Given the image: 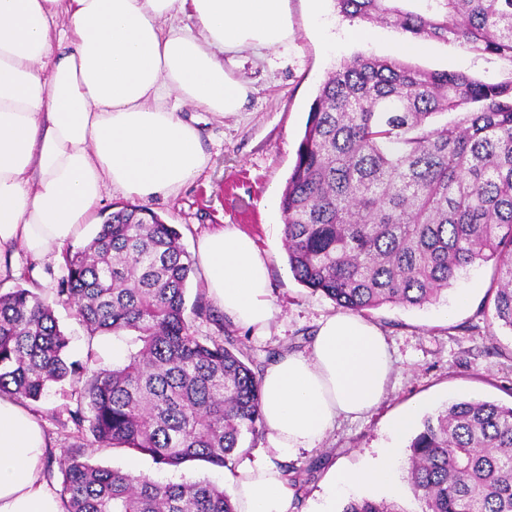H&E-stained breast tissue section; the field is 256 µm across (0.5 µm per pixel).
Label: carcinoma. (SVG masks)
I'll return each mask as SVG.
<instances>
[{
	"label": "carcinoma",
	"instance_id": "obj_1",
	"mask_svg": "<svg viewBox=\"0 0 512 512\" xmlns=\"http://www.w3.org/2000/svg\"><path fill=\"white\" fill-rule=\"evenodd\" d=\"M351 20L411 39L512 59V0H334ZM457 114L441 123L436 117ZM295 279L344 310L433 303L476 262H493V318L512 331V81L420 71L354 56L319 88L280 201ZM179 229L117 207L85 245L63 252L54 302L85 327L83 361L52 303L0 293V396L41 401L66 381L72 443L58 461L63 512H235L207 480L162 483L92 461L88 447L148 455L159 468L227 467L262 437L260 374L230 334L187 304L192 262ZM130 332L124 359L98 363L100 336ZM407 480L421 512H512V406L461 400L423 418ZM342 512H406L351 499Z\"/></svg>",
	"mask_w": 512,
	"mask_h": 512
}]
</instances>
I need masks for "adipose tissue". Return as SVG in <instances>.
<instances>
[{
  "mask_svg": "<svg viewBox=\"0 0 512 512\" xmlns=\"http://www.w3.org/2000/svg\"><path fill=\"white\" fill-rule=\"evenodd\" d=\"M293 34L288 0H0V280L16 277L17 250L59 259L105 192L148 200L193 183L209 157L183 107L239 112L251 87L232 61ZM196 259L233 322L269 326V266L250 236L204 234ZM392 368L379 328L350 313L321 320L308 353L272 363L261 382L268 447L227 476L237 512H293L275 458L371 413ZM49 446L38 414L0 396V512H63L43 473ZM394 454L331 475L332 491L390 484Z\"/></svg>",
  "mask_w": 512,
  "mask_h": 512,
  "instance_id": "obj_1",
  "label": "adipose tissue"
}]
</instances>
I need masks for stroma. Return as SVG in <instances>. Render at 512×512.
Returning <instances> with one entry per match:
<instances>
[{"label":"stroma","instance_id":"35a3bbf8","mask_svg":"<svg viewBox=\"0 0 512 512\" xmlns=\"http://www.w3.org/2000/svg\"><path fill=\"white\" fill-rule=\"evenodd\" d=\"M294 38L288 45L237 59L236 73L253 88L238 114L224 118L192 110L210 160L195 182L168 199L143 202V209L176 225L188 253L205 233L234 225L251 235L268 259L270 299L277 314L264 332L225 321L224 326L258 363L268 353L307 352L319 322L336 313L331 300L296 281L284 248L279 198L296 161L308 112L329 73L350 57H396L425 71L463 72L486 83L512 81V59L465 52L454 44L425 40L407 51L399 30L370 23L365 39L351 38L359 21L339 14L334 0H289ZM25 285L52 296L65 274L62 262L38 263L18 252ZM493 266L475 263L461 273L438 302L421 307L386 304L366 318L383 332L395 359L381 405L367 416L340 421L318 447L287 457L301 469L305 492L295 512H314L329 485L331 469L356 470L390 440L389 427L421 402L441 407L451 400L512 404V331L492 318ZM466 293L458 303L457 293ZM68 384L51 385L38 403L55 451L70 439L55 422L75 408ZM143 473L161 481L207 480L223 485L225 469L204 463L157 469L140 456Z\"/></svg>","mask_w":512,"mask_h":512}]
</instances>
